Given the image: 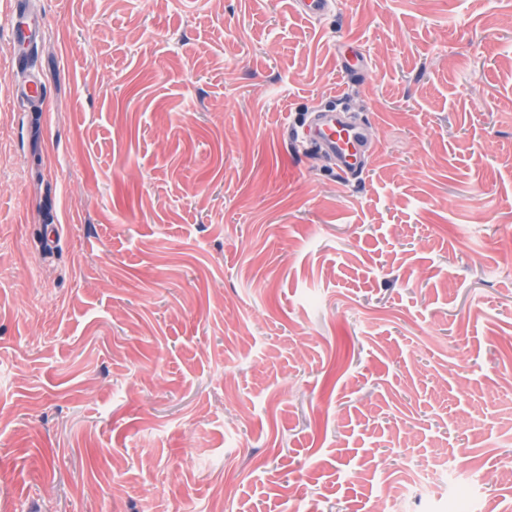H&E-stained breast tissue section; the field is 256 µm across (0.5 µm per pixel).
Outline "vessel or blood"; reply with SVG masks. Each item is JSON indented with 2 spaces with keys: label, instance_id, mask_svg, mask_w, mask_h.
<instances>
[{
  "label": "vessel or blood",
  "instance_id": "b4317fda",
  "mask_svg": "<svg viewBox=\"0 0 512 512\" xmlns=\"http://www.w3.org/2000/svg\"><path fill=\"white\" fill-rule=\"evenodd\" d=\"M293 5L307 18L318 20L332 10L334 3L333 0H293ZM303 137L336 156L341 176L354 178L362 173L366 165L365 135L341 113H314Z\"/></svg>",
  "mask_w": 512,
  "mask_h": 512
}]
</instances>
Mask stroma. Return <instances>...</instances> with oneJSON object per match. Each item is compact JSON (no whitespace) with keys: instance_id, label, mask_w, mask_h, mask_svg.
<instances>
[{"instance_id":"35a3bbf8","label":"stroma","mask_w":512,"mask_h":512,"mask_svg":"<svg viewBox=\"0 0 512 512\" xmlns=\"http://www.w3.org/2000/svg\"><path fill=\"white\" fill-rule=\"evenodd\" d=\"M34 3L46 112L0 0V512H381L466 457L512 512V0ZM344 98L350 181L295 137ZM332 0H293L292 4L299 13L309 19L318 20L330 12L334 6Z\"/></svg>"}]
</instances>
